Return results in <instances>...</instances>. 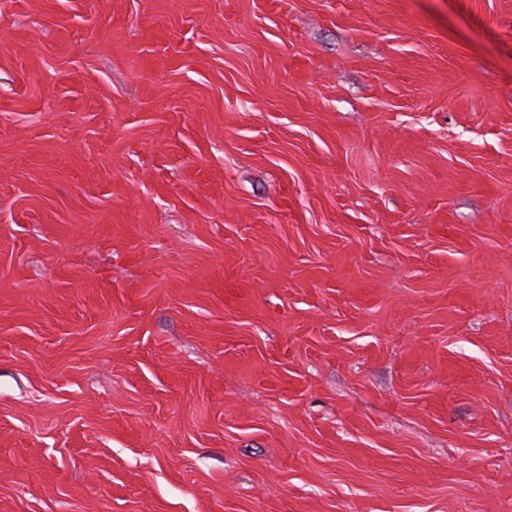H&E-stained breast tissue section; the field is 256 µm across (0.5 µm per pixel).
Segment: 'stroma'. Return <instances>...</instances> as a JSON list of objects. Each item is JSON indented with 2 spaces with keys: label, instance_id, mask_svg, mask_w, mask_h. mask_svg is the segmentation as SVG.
<instances>
[{
  "label": "stroma",
  "instance_id": "35a3bbf8",
  "mask_svg": "<svg viewBox=\"0 0 512 512\" xmlns=\"http://www.w3.org/2000/svg\"><path fill=\"white\" fill-rule=\"evenodd\" d=\"M0 512H512V0H0Z\"/></svg>",
  "mask_w": 512,
  "mask_h": 512
}]
</instances>
